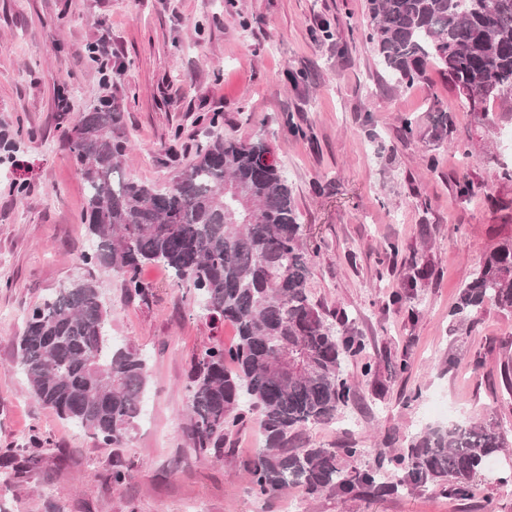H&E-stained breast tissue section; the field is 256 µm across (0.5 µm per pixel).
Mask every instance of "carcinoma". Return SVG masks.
<instances>
[{"label": "carcinoma", "mask_w": 512, "mask_h": 512, "mask_svg": "<svg viewBox=\"0 0 512 512\" xmlns=\"http://www.w3.org/2000/svg\"><path fill=\"white\" fill-rule=\"evenodd\" d=\"M366 9L368 40L397 86L437 69L479 119L489 103L512 102V0H367ZM450 133L444 112L434 141L469 159ZM67 144L85 187V272L33 307L16 341L31 396L61 419L104 446L130 440L145 408L147 363L113 344L93 272L121 278L128 298L144 300L152 285L140 270L157 263L203 297L210 321L235 328L233 344H206L194 363L185 433L197 452L220 458L259 414L264 446L243 462L257 498L290 489L382 497L431 482L462 498L507 447L493 420L429 427L397 453L374 449L362 467L340 461L358 459L362 448L292 447L302 427L336 421L354 400L344 364L365 345L328 325L309 296L313 255L288 178L267 160L268 143L215 135L168 185L142 183L123 172L132 144L124 113L106 100L76 115ZM487 302L512 313V235L485 255L449 316L468 327ZM37 464L33 454L0 460L17 475Z\"/></svg>", "instance_id": "obj_1"}]
</instances>
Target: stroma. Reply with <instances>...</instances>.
I'll return each instance as SVG.
<instances>
[{"instance_id":"obj_1","label":"stroma","mask_w":512,"mask_h":512,"mask_svg":"<svg viewBox=\"0 0 512 512\" xmlns=\"http://www.w3.org/2000/svg\"><path fill=\"white\" fill-rule=\"evenodd\" d=\"M329 24L331 38L321 36ZM365 0H0V131L14 134L29 186L14 195L0 163V456L41 439V462L0 481V512H512V444L491 457L467 498L428 485L377 500L292 489L263 501L243 460L263 446L252 420L220 458L196 452L183 427L194 356L210 337L202 305L162 266L142 277L147 301L101 274L114 340L148 359L145 414L122 448H104L36 402L15 370L13 339L27 310L67 285L89 242L84 187L65 133L104 96L118 103L136 156L127 176L165 184L212 130L263 136L288 176L304 239L317 249L308 289L328 323H348L366 348L345 366L357 395L330 424L299 433L309 448L407 447L425 426L456 415L512 431L502 362L512 359V314L486 304L473 328L449 313L499 240L512 233V148L496 124L463 110L446 75L396 87L366 40ZM468 162L431 142L439 111ZM220 113L218 128L207 115ZM414 118L418 135L405 137ZM473 182L464 197L459 186ZM397 244L390 253L389 244ZM424 270L408 304L389 298ZM375 377L361 374L365 363ZM131 478L109 479L114 462Z\"/></svg>"}]
</instances>
